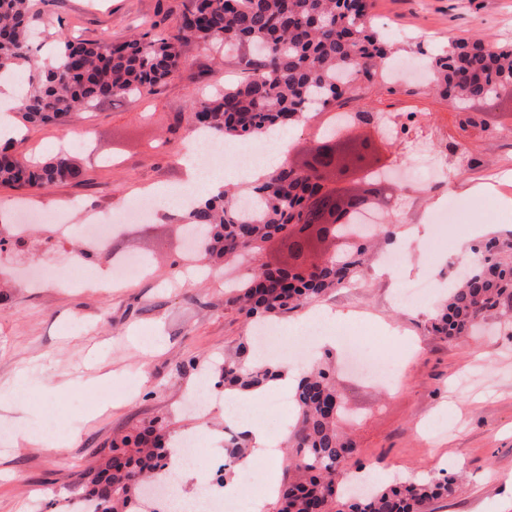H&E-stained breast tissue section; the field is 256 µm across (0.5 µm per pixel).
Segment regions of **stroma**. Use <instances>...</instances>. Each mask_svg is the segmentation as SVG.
<instances>
[{
    "instance_id": "obj_1",
    "label": "stroma",
    "mask_w": 512,
    "mask_h": 512,
    "mask_svg": "<svg viewBox=\"0 0 512 512\" xmlns=\"http://www.w3.org/2000/svg\"><path fill=\"white\" fill-rule=\"evenodd\" d=\"M178 2L51 0L35 47L47 49L61 27L79 39L120 43L141 22L162 18L174 25L170 11ZM371 13L403 59L451 39L512 44V0H371ZM239 77L233 57L190 42L182 48L179 73L153 94L114 98L62 125L29 127L15 149L31 158L53 155L68 139H87L92 149L74 154L77 180L46 192L0 186V228L17 223L20 204L37 213L75 202L71 220L77 224L85 213L117 211L140 201L147 189L182 182L178 157L190 131L192 93H212ZM346 105L418 113L415 138L436 146L464 138L475 164L449 165L443 184L392 179L381 185L398 234L414 228L426 239H441L446 261L413 250L399 279L373 265L322 298V305L375 325L377 335L362 330L359 340L399 368L398 380L383 384L351 370L344 351H334L343 408L338 430L356 442L369 473L456 476L454 494L434 502L433 512H512V327L504 319L512 304L485 320L476 336L448 341L428 330L431 311L459 267L475 259L460 250V241L478 224L500 237L512 228V140L500 138L512 131V97L473 102L484 128L469 136L458 128L453 104L417 83L393 95L369 84ZM452 193L471 205L464 222L433 223ZM75 246L39 231L0 254V282L9 297L0 310V388L8 389L17 373L28 378L13 405H0V512H71L73 489L88 466L109 456L114 439L149 422L172 439L200 429L213 434L200 460L203 474L214 479L224 455V389L210 384L199 410L188 398L203 374L217 376L225 350L252 331L230 301L232 284L255 266L291 260L282 238L264 243L242 266L189 255L182 223L163 211L125 224L111 252L92 258L91 271L102 278L108 254L136 253L148 262L146 275L113 290L71 288L65 280L76 266ZM38 264L56 274L27 287L23 275ZM407 281L430 284L424 305L398 301ZM93 377L95 389H86L85 379ZM25 431L33 441L22 440Z\"/></svg>"
}]
</instances>
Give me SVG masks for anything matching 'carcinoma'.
<instances>
[{
    "mask_svg": "<svg viewBox=\"0 0 512 512\" xmlns=\"http://www.w3.org/2000/svg\"><path fill=\"white\" fill-rule=\"evenodd\" d=\"M173 30L144 22L121 43L81 41L62 31L52 44L51 63L42 68L33 36L42 25L37 0H0V77L29 68L28 90L16 115L23 124L66 121L80 109L116 96H140L175 76L180 48L194 40L224 46L235 54L242 77L235 84L191 99L194 127L227 140L258 137L269 129L300 121L313 107L325 108L356 80L378 81L388 66L391 45L373 26L367 0H184ZM437 89L454 106L475 100L494 103L500 88L512 86V44L485 46L458 39L429 57ZM66 152L32 161L0 147V185L45 191L80 176ZM314 175H296L285 163L241 197L226 192L175 214L186 224L198 252L210 259H243L294 224H320L339 199L329 190L316 202ZM333 233L344 248L297 272L258 267L237 286L235 301L248 319L291 312L349 283L365 264L368 234L351 224ZM512 301V237L492 238L481 261L467 269L432 318V332L446 340L471 335L496 307ZM279 376L269 362L252 361L247 345L224 357V388L258 390ZM335 370L313 365L295 390L296 421L287 439L288 471L271 512H428L431 501L455 491L456 476L414 478L374 485L366 492H343L357 468L355 443L336 427ZM235 460L251 447L240 433L224 438ZM178 448L152 425L112 445V456L87 472L80 512H126L137 498L152 497L143 484L170 477Z\"/></svg>",
    "mask_w": 512,
    "mask_h": 512,
    "instance_id": "cac0c4a2",
    "label": "carcinoma"
}]
</instances>
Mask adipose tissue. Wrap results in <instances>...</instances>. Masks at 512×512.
Listing matches in <instances>:
<instances>
[{
    "instance_id": "ef3b65f1",
    "label": "adipose tissue",
    "mask_w": 512,
    "mask_h": 512,
    "mask_svg": "<svg viewBox=\"0 0 512 512\" xmlns=\"http://www.w3.org/2000/svg\"><path fill=\"white\" fill-rule=\"evenodd\" d=\"M288 155L287 137L271 139L270 149L262 163L253 171L247 173L213 170L202 173L195 162L194 153H187L183 158L186 169L184 180L175 187H162L157 191L158 196L163 197L168 205L177 206L180 199L186 195H194L198 199H206L217 194L227 185L241 182L254 183L264 175L277 169L286 160ZM345 315L336 313L328 308H315L298 318L289 321L285 331L289 336H297L305 332L309 327L317 325L322 329L321 336L317 338L318 348L332 347L336 344V328L345 323ZM301 375V369L296 365L285 366L281 375L271 382L269 388L252 390L248 392H231L225 394L224 405L226 414L232 417L234 423L244 432H247L252 443L248 456L239 461L240 470L251 469L261 459L276 456L277 451L265 428L253 417L247 414V406L262 401L270 391L282 393L290 392L296 385ZM176 506L181 512H193L197 507L201 496H219L228 501H236L242 495V489L237 482L230 481L224 486L210 485L203 477L200 467L183 468L177 470L175 475Z\"/></svg>"
}]
</instances>
